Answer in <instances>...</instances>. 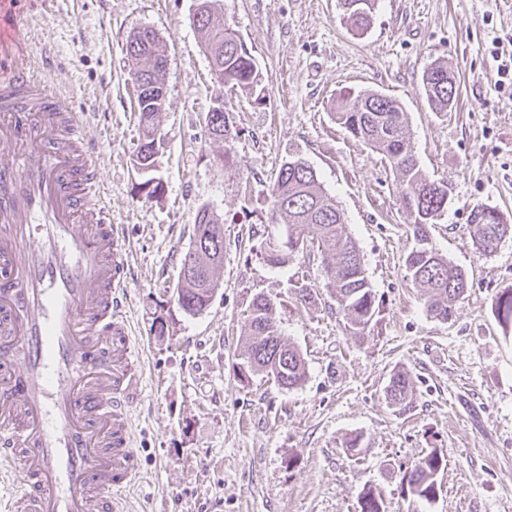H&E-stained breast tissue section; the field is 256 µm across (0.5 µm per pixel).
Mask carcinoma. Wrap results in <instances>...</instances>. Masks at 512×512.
I'll return each instance as SVG.
<instances>
[{"mask_svg": "<svg viewBox=\"0 0 512 512\" xmlns=\"http://www.w3.org/2000/svg\"><path fill=\"white\" fill-rule=\"evenodd\" d=\"M208 8L196 23L201 46L210 62L211 71L220 82L231 84L254 95L262 83L261 72L240 37L215 18L219 0H205ZM377 0H339L343 18L358 32L371 24ZM127 55L135 62L134 75L149 83L161 82L167 57L160 50L157 34L140 42L127 43ZM423 91L430 108L448 112L455 102L457 81L448 66L431 64L423 73ZM156 112L138 115L141 129L137 152L139 164L149 169L156 151ZM336 121L354 137L366 142L381 154L392 172L403 183L402 204L409 213L415 245L405 258L414 284L421 288L427 310L445 321L455 315L456 305L468 288L464 270L453 265L436 251L428 226L442 216L452 200V187L441 190L419 165L407 136V113L396 99L372 90L349 91L336 104ZM208 137L229 142L234 136L227 112L206 114ZM487 221L470 225V236L478 253L495 252L502 239H512V223L495 207H475ZM271 219L285 226V240L263 247L266 264L277 267L291 255L306 251L319 255L325 264L327 286L339 310L344 314L345 328L353 336L369 335L379 323L380 302L371 286L360 250L346 231L345 218L322 188L313 168L297 159L281 165L271 189ZM224 264V222L206 207L198 209L194 219L193 238L182 259L177 283V299L184 312L199 315L210 305L219 286L217 270ZM492 308L499 320L512 327V288L495 296ZM249 332L238 353L235 370L245 382L254 376L273 379L278 386L294 389L307 376L306 361L300 351L284 341L277 320V306L264 295L253 298L248 309ZM413 395L412 380L405 372L395 373L387 386L392 405L405 409ZM441 456L432 451L406 469L401 482L408 493L430 502L441 487ZM360 512H385L384 502L374 489H368L359 500Z\"/></svg>", "mask_w": 512, "mask_h": 512, "instance_id": "carcinoma-1", "label": "carcinoma"}]
</instances>
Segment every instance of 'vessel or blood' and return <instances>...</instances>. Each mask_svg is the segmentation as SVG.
<instances>
[{
    "instance_id": "obj_1",
    "label": "vessel or blood",
    "mask_w": 512,
    "mask_h": 512,
    "mask_svg": "<svg viewBox=\"0 0 512 512\" xmlns=\"http://www.w3.org/2000/svg\"><path fill=\"white\" fill-rule=\"evenodd\" d=\"M22 36L0 18V512H123L143 375L125 239L80 113L14 61Z\"/></svg>"
}]
</instances>
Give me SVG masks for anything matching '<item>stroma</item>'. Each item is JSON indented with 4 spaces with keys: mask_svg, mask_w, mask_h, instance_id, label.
<instances>
[{
    "mask_svg": "<svg viewBox=\"0 0 512 512\" xmlns=\"http://www.w3.org/2000/svg\"><path fill=\"white\" fill-rule=\"evenodd\" d=\"M39 76L83 113L98 147L112 221L129 262L123 306L143 369L130 409L139 475L125 512H358L372 487L386 512H512V330L492 308L512 288V240L480 255L468 231L479 205L512 222V81L499 82L491 50L512 55V0H378L361 35L338 0H221L262 73L264 104L217 82L193 22L195 0H22ZM153 29L167 56L160 145L151 173L137 167L134 63L126 44ZM446 61L457 105L433 112L424 70ZM373 89L408 113L422 169L453 189L430 225L433 246L469 286L450 321L434 318L405 266L414 245L401 186L389 165L334 117L348 90ZM225 106L238 131L209 139L207 112ZM303 159L344 211L382 306L369 336L345 328L322 257L281 267L261 255L285 227L270 220L281 165ZM163 188L148 194L147 178ZM224 222V264L211 305L186 315L176 302L197 210ZM316 291L300 303L292 288ZM264 294L284 339L307 364L288 390L241 382L237 354L248 307ZM413 380L409 410L386 388ZM364 437L359 458L344 443ZM446 460L434 501L413 498L401 470L430 451Z\"/></svg>",
    "mask_w": 512,
    "mask_h": 512,
    "instance_id": "obj_1",
    "label": "stroma"
}]
</instances>
